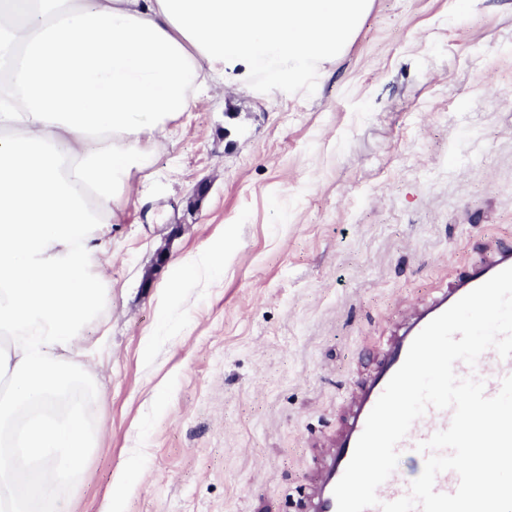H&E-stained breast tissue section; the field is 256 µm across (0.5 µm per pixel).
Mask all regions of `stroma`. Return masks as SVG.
Segmentation results:
<instances>
[{"instance_id": "stroma-1", "label": "stroma", "mask_w": 512, "mask_h": 512, "mask_svg": "<svg viewBox=\"0 0 512 512\" xmlns=\"http://www.w3.org/2000/svg\"><path fill=\"white\" fill-rule=\"evenodd\" d=\"M498 241L512 0H373L302 85L214 83L104 239L100 441L65 512H101L121 467L124 512H302L390 327ZM217 249L220 273L173 267Z\"/></svg>"}]
</instances>
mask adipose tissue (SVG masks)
Here are the masks:
<instances>
[{
	"instance_id": "1",
	"label": "adipose tissue",
	"mask_w": 512,
	"mask_h": 512,
	"mask_svg": "<svg viewBox=\"0 0 512 512\" xmlns=\"http://www.w3.org/2000/svg\"><path fill=\"white\" fill-rule=\"evenodd\" d=\"M373 0H0V512H61L97 448L101 238L207 81L335 62Z\"/></svg>"
}]
</instances>
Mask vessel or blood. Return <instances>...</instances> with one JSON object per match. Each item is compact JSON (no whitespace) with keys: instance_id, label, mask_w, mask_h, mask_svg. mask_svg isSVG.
Returning a JSON list of instances; mask_svg holds the SVG:
<instances>
[{"instance_id":"b4317fda","label":"vessel or blood","mask_w":512,"mask_h":512,"mask_svg":"<svg viewBox=\"0 0 512 512\" xmlns=\"http://www.w3.org/2000/svg\"><path fill=\"white\" fill-rule=\"evenodd\" d=\"M508 267H512V246L498 247L489 258L457 274L447 287L436 289L421 303L416 304L394 327L374 368L353 387L333 444L318 467L310 492L309 512H337L333 490L353 456L369 413L389 380L403 364L414 338L430 321L459 299ZM455 372L461 377L476 375L484 381L486 395L493 396L499 392L502 379L512 375V357L500 358L495 350L489 349L480 356L475 367L457 362ZM452 415L453 412L449 409L428 408L398 444L399 454L424 461V454L416 450L417 444L447 428ZM408 492L406 477L402 471L397 470L378 487L377 497L380 503H386L395 501Z\"/></svg>"}]
</instances>
